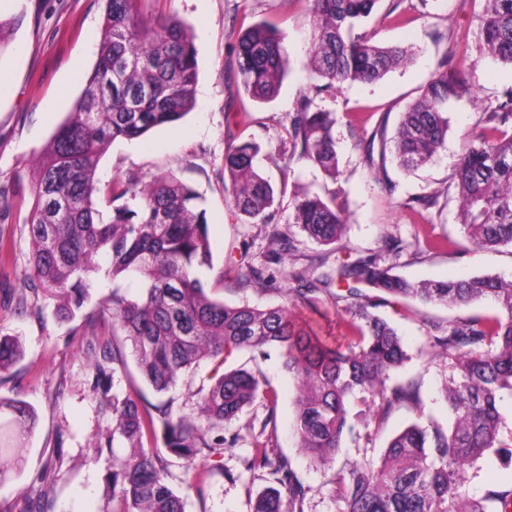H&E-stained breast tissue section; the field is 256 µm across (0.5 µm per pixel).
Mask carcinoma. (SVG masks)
<instances>
[{"instance_id": "obj_1", "label": "carcinoma", "mask_w": 512, "mask_h": 512, "mask_svg": "<svg viewBox=\"0 0 512 512\" xmlns=\"http://www.w3.org/2000/svg\"><path fill=\"white\" fill-rule=\"evenodd\" d=\"M311 28L308 66L329 93L342 83H372L412 59L408 46H383L366 23L381 0H304ZM478 40L482 52L512 66V0H482ZM142 0H104L96 62L71 112L37 157L31 186L17 179L0 198L20 207L25 190L31 206L24 218L32 274L19 302L42 295L69 317L90 301L99 274L112 280V294L85 315L90 391L98 413L110 420L95 440L98 452L122 441L130 452L115 459L106 479L103 512H185L171 485L165 456L195 471L203 454L221 455L239 435L224 425L257 399L275 407L277 395L263 376L246 369L224 373L197 392V417L172 413L171 402L152 407L116 389L131 355L143 380L158 394L175 387L204 360L220 366L224 352L279 351L284 369L300 385L294 401L299 448L317 467H329L348 435L370 444L390 410L419 402L414 381L391 383L408 361L397 330L374 309L380 294L450 308L492 301L500 314L448 321V335L428 346L448 362L442 397L450 422L416 420L395 434L377 460L362 457L336 469L328 496L336 512H512V489L488 486L470 493L475 465L488 457L512 461V419L500 410L512 396V279L477 275L462 281L411 282L373 255L336 263V276L300 272L293 298L310 307L331 285L345 288L337 315L354 333L331 345L299 325L288 307L227 305L211 298L201 271L212 268L205 211L198 194L174 175L146 180L130 175L101 183L100 160L117 140L143 137L173 125L194 106L197 49L182 23L161 17L150 25ZM289 67L280 33L267 22L240 24L236 83L256 102L278 92ZM469 90L443 61L418 96L401 112L391 138L380 135L379 158L390 155L411 173L440 149L449 129L448 105ZM335 113L304 95L286 128L287 160H303L333 183L341 173L334 137ZM470 142L459 155L448 189L459 201L460 250L512 247V93L485 105ZM374 141L366 162L375 165ZM249 140L224 158V181L244 221L268 224L276 192L255 164ZM340 190L295 198L288 223L325 246L342 242L347 225ZM106 259L102 265L100 259ZM378 292L370 296L362 291ZM23 356L19 340L0 336V379ZM34 414L18 400L0 398V462L19 458L21 440L32 435ZM262 426L245 460L249 471L274 475L250 512H304L305 489L288 459ZM25 512H53L50 491L29 497Z\"/></svg>"}]
</instances>
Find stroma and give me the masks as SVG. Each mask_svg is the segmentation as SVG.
Returning <instances> with one entry per match:
<instances>
[{
  "instance_id": "35a3bbf8",
  "label": "stroma",
  "mask_w": 512,
  "mask_h": 512,
  "mask_svg": "<svg viewBox=\"0 0 512 512\" xmlns=\"http://www.w3.org/2000/svg\"><path fill=\"white\" fill-rule=\"evenodd\" d=\"M382 8H396L406 24L396 26L381 16L371 25L382 44L413 47L414 60L372 84H342L333 94L315 99L334 112L336 150L342 177L339 182L349 212L340 254L309 239L287 217L294 194H326L332 182L301 161L284 163L282 139L297 100L312 92L318 78L307 65L310 26L304 0H146V18L172 16L194 36L198 78L195 106L172 127L153 130L146 138L119 141L101 160V182L135 173L143 177L172 174L191 186L205 211L213 253V267L205 271L212 298L229 305L243 303L275 307L289 303L287 274L317 268L333 272L337 258L357 260L386 254V245L401 241L404 249L393 257L396 274L412 281H455L491 274L512 279V248L496 251L456 250L461 238L456 221L458 202L446 193L455 161L474 133L485 104L512 92V67L484 54L477 43L480 0H382ZM20 16L10 36L11 50L0 58V187L18 177H30L33 161L57 125L82 93L95 60L102 24L101 0H0V16ZM277 25L290 68L276 96L267 103L246 101L245 113L226 109L235 85L233 48L241 19ZM461 71L470 91L448 107L450 127L444 148L427 164L406 174L395 163L385 170L365 161L366 140L373 131L394 130L406 104L413 101L440 61ZM256 143V164L272 184L287 180L286 193L275 203L270 224H246L224 191V157L235 134ZM436 194L432 206L415 211L409 198ZM24 214L11 209L0 214V244L9 257L0 264V336H19L25 356L15 376L0 383V397L20 400L37 415L25 458L12 479L0 484V501L23 512L25 496L49 476L54 512H101L102 491L112 459L96 455L91 446L106 419L97 412L88 390L91 377L81 318H57L53 301L39 299L36 308L20 307L12 289L30 273L29 241L22 229ZM281 240L271 243L272 232ZM250 264L264 278L263 286H243L238 266ZM340 304L328 293L315 307L294 306L297 321L310 322L323 336H342ZM493 303L452 311L439 305L389 301L381 314L402 335L409 362L397 374L400 382L418 381L420 406L394 408L384 428L369 446L370 457L383 453L396 433L425 415L447 424L448 409L440 398L447 374L425 340L445 335L449 319L496 313ZM225 369L261 370L278 393L276 412L254 403L227 425L239 434L234 449L202 456L197 469L206 471L203 483L189 485L180 462L169 459L173 488L186 500V512H248L250 497L272 485L268 472H250L243 461L252 451L251 435L267 417H274L277 444L306 489L305 512H335L327 495L330 469L315 468L296 446L292 424L297 384L281 366L277 352L260 356L244 350L227 355Z\"/></svg>"
}]
</instances>
